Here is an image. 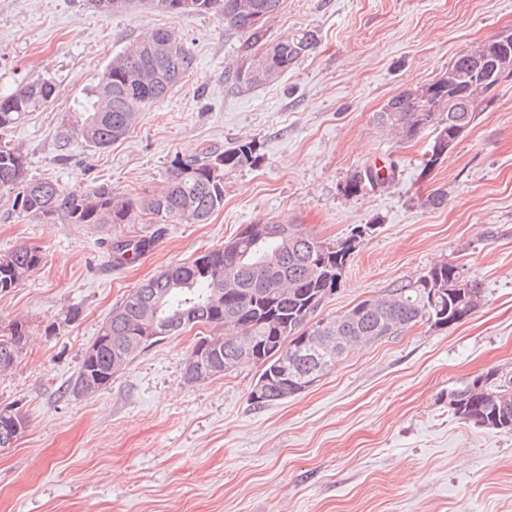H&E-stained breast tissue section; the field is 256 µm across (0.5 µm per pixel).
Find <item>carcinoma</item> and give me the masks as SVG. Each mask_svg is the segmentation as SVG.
Returning a JSON list of instances; mask_svg holds the SVG:
<instances>
[{"mask_svg": "<svg viewBox=\"0 0 512 512\" xmlns=\"http://www.w3.org/2000/svg\"><path fill=\"white\" fill-rule=\"evenodd\" d=\"M137 2L152 11L191 16L213 13L224 30L242 39L240 57L224 72V81L250 91L288 72L318 44L316 31L301 29L286 41H267L266 21L277 13L281 0H90L101 13H115ZM512 40L502 35L458 54L448 64V75L428 88L416 87L392 97L374 114L375 123L400 140H412L425 130L434 133L428 169L456 146L454 122L463 116L453 111L463 97L482 93L484 79L475 73L474 57L493 56L497 46ZM192 57L177 36L158 29L150 37L112 57L97 85L74 113L73 133L86 146L101 150L123 138L134 126L140 109L163 98L189 74ZM54 96L48 79L26 83L0 94V190L13 194V208L42 224H137L153 215L160 224H199L224 206V171L255 165L257 144L243 141L220 153L176 158L165 187L157 194L132 198L99 185L88 192L66 191L58 183L29 174L23 150L7 132L29 113L47 106ZM386 174L366 166L343 186L347 196L388 183ZM359 244L350 236L326 248V242L292 224H274L269 232L248 224L224 248L210 251L190 263L162 271L132 291L102 324L92 355H83L68 391L93 393L153 343L173 335L170 328L184 313L199 324L224 329L219 336H204L194 345L189 360L210 370V378L225 375L224 365L237 358L238 340L250 337L255 355L248 366L259 368L249 394L257 409L300 394L299 382L308 374L329 373L356 344L397 336L427 323L434 327L457 324L472 315L483 299L476 281L461 278L459 267L440 262L416 280L402 282L385 294L366 299L343 314L311 322L326 295L336 291L342 271ZM156 245L154 236H126L110 244L112 262L123 266ZM37 246L23 245L0 256V291L14 288L40 264ZM220 293L223 306L212 304ZM162 299L161 331L141 346L127 343L136 334L147 305ZM26 325L17 322L0 336V374L18 362L26 339ZM320 337L324 349L315 352L310 337ZM502 381L479 376L455 390L454 416L465 423L512 433V397L502 401Z\"/></svg>", "mask_w": 512, "mask_h": 512, "instance_id": "obj_1", "label": "carcinoma"}]
</instances>
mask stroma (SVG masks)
<instances>
[{
    "mask_svg": "<svg viewBox=\"0 0 512 512\" xmlns=\"http://www.w3.org/2000/svg\"><path fill=\"white\" fill-rule=\"evenodd\" d=\"M306 27L319 37L310 55L240 92L224 82L240 41L214 14L0 0V93L41 78L55 85L53 101L8 133L33 177L139 198L165 186L176 156L241 140L260 153L256 166L225 171L224 206L206 223L167 225L152 251L119 268L111 238L154 225L43 224L0 193V255L27 244L43 257L0 292V333L19 319L28 329L0 376V409L27 418L0 451V512H512V434L464 423L448 406L449 392L478 375L512 377V81L430 169L431 133L399 142L373 120L459 52L512 32V0H282L267 37ZM159 28L191 54L189 76L144 106L123 139L86 147L69 129L73 110L113 56ZM390 163V184L343 194L355 170ZM437 189L444 204L425 207ZM249 224H298L326 242L360 235L317 318L442 261L480 284L483 304L455 325L358 345L315 386L262 409L249 402L255 368L185 382L206 325L158 341L96 393L69 392L128 293ZM72 307L81 314L64 323Z\"/></svg>",
    "mask_w": 512,
    "mask_h": 512,
    "instance_id": "stroma-1",
    "label": "stroma"
}]
</instances>
